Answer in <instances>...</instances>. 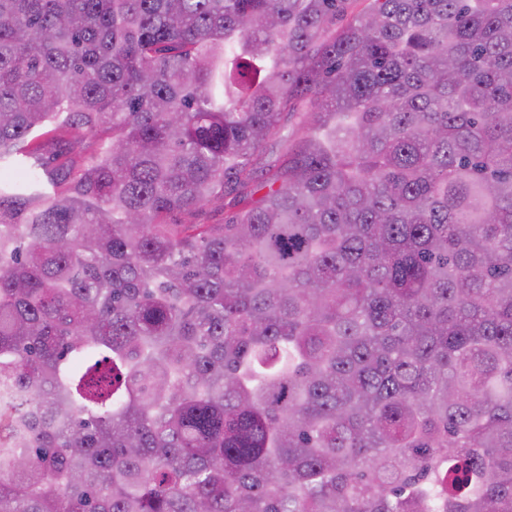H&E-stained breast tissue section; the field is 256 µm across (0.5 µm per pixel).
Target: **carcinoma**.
Listing matches in <instances>:
<instances>
[{
	"instance_id": "carcinoma-1",
	"label": "carcinoma",
	"mask_w": 512,
	"mask_h": 512,
	"mask_svg": "<svg viewBox=\"0 0 512 512\" xmlns=\"http://www.w3.org/2000/svg\"><path fill=\"white\" fill-rule=\"evenodd\" d=\"M60 123L0 512H512V0H0V166ZM104 136L84 129L62 128L42 136L45 167L62 178L87 164L100 151ZM232 197L227 195L224 199L205 206L200 216V222L204 224H222L224 216L232 211Z\"/></svg>"
}]
</instances>
